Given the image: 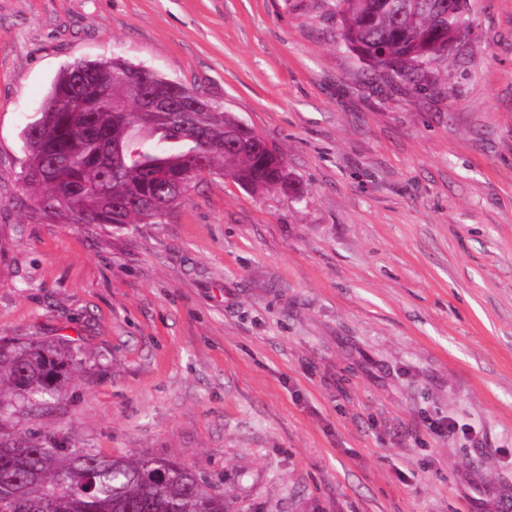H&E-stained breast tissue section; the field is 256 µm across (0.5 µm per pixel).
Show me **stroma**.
<instances>
[{
	"mask_svg": "<svg viewBox=\"0 0 512 512\" xmlns=\"http://www.w3.org/2000/svg\"><path fill=\"white\" fill-rule=\"evenodd\" d=\"M335 3L0 0V344L77 359L62 398L13 399L12 438L179 460L230 512L512 500V0H467L422 91L349 51ZM97 58L223 103L287 185L206 174L161 224L44 219L20 132Z\"/></svg>",
	"mask_w": 512,
	"mask_h": 512,
	"instance_id": "1",
	"label": "stroma"
}]
</instances>
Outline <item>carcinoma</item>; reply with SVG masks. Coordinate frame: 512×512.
Listing matches in <instances>:
<instances>
[{"instance_id": "obj_1", "label": "carcinoma", "mask_w": 512, "mask_h": 512, "mask_svg": "<svg viewBox=\"0 0 512 512\" xmlns=\"http://www.w3.org/2000/svg\"><path fill=\"white\" fill-rule=\"evenodd\" d=\"M434 0H336L340 35L365 66L416 90L436 82L450 44L466 29L437 22ZM121 59H83L63 69L20 132L25 189L39 213L61 223L161 224L158 202L204 174H228L251 190L285 177L283 158L243 132L230 142L224 105L193 113L202 138L190 139L176 112L149 124L133 111ZM180 83L154 73L150 88ZM71 358L58 346H0V407L5 394L59 398ZM0 512H224V493L191 467L165 458H111L87 448L0 440Z\"/></svg>"}]
</instances>
